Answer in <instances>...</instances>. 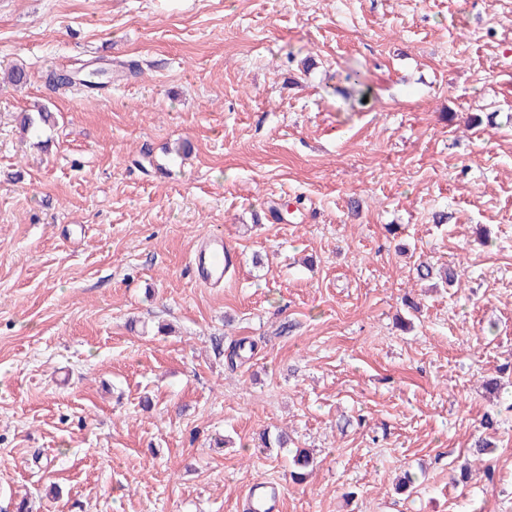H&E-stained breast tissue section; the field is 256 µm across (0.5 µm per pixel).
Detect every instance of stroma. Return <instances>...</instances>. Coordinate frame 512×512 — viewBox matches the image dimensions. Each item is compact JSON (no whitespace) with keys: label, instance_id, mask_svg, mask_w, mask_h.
Returning a JSON list of instances; mask_svg holds the SVG:
<instances>
[{"label":"stroma","instance_id":"obj_1","mask_svg":"<svg viewBox=\"0 0 512 512\" xmlns=\"http://www.w3.org/2000/svg\"><path fill=\"white\" fill-rule=\"evenodd\" d=\"M96 58L103 93L45 82ZM14 66L0 512H512V0H0ZM237 255L224 243L220 234L205 235L192 259L193 271L198 282L206 286L222 283L224 274L234 268ZM278 503L277 488L259 482L249 488L245 496L243 510L246 512H275L278 510Z\"/></svg>","mask_w":512,"mask_h":512}]
</instances>
